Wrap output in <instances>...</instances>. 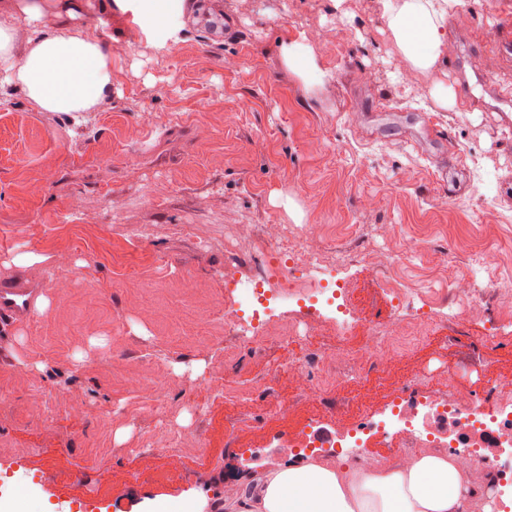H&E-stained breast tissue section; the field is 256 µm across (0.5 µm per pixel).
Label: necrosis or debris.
I'll list each match as a JSON object with an SVG mask.
<instances>
[{"instance_id":"4bbe7bcc","label":"necrosis or debris","mask_w":512,"mask_h":512,"mask_svg":"<svg viewBox=\"0 0 512 512\" xmlns=\"http://www.w3.org/2000/svg\"><path fill=\"white\" fill-rule=\"evenodd\" d=\"M307 239L304 233L283 237L280 225H269L266 238L256 248L253 272L244 277L232 268L226 275L224 285L232 297L224 310V330L256 345L274 339L332 336V343L317 346L288 370L310 405L317 406L336 385L327 369L337 357L358 361L365 377L390 354L425 338L439 319L434 309L439 291L431 285L408 288L397 276L381 281L382 291L391 299L390 318L369 327V341L350 346L345 339L353 332L358 308L345 282L337 280L336 265L312 256ZM415 296L419 307L407 310ZM435 379V374L423 375L415 387L429 412L447 420L449 437H457L459 427L469 425L480 432L485 447L497 451L491 459L477 450L457 455L458 466L468 473L486 469L498 486L511 487L512 456L507 450L512 447V383H494L476 398H462L453 390L440 398L432 391Z\"/></svg>"}]
</instances>
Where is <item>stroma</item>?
Returning a JSON list of instances; mask_svg holds the SVG:
<instances>
[{"instance_id":"1","label":"stroma","mask_w":512,"mask_h":512,"mask_svg":"<svg viewBox=\"0 0 512 512\" xmlns=\"http://www.w3.org/2000/svg\"><path fill=\"white\" fill-rule=\"evenodd\" d=\"M190 4L227 17L231 35L190 22L160 51L113 16L97 31L112 94L91 112H42L0 87V288L39 291L35 312L0 323V464L15 469L2 503L44 471L58 494L86 487L99 512L211 501L234 492L237 453L253 451L258 471L296 442L310 407L286 370L315 342L257 347L224 333L225 266L248 274L269 224L288 235L314 226L310 252L344 256L340 276L364 317L353 345L387 318L374 281L410 243L421 245L401 271L410 284L438 267L451 282L471 272L485 291L470 313L442 294L430 336L369 379L340 362L320 408L337 432L365 423L368 451L394 459L406 439L376 427L393 384L435 369L447 372L434 385L443 397L512 382V326L483 339L508 301L488 281L512 263L482 249L512 240V121L430 97L461 62L512 96V55L499 48L512 0H450L442 58L427 72L395 46L382 0ZM286 42L312 48L321 82L288 66ZM140 225L150 237L134 235ZM226 374L244 389L269 385L231 412L208 395ZM129 377L162 381L164 404L126 391ZM269 397L287 413H267Z\"/></svg>"}]
</instances>
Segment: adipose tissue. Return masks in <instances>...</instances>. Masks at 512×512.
Instances as JSON below:
<instances>
[{
  "mask_svg": "<svg viewBox=\"0 0 512 512\" xmlns=\"http://www.w3.org/2000/svg\"><path fill=\"white\" fill-rule=\"evenodd\" d=\"M393 39L411 65L434 68L442 57L448 0H384ZM187 0H103L100 12H119L157 49L180 39ZM81 0H12L6 13L27 23V49L11 52L13 33L0 25V85L18 84L40 110L91 111L112 93V58L86 25ZM54 15L56 25L44 24ZM491 484H472L453 454L427 449L398 460L334 467L307 456L271 464L243 478L224 512H467L492 498Z\"/></svg>",
  "mask_w": 512,
  "mask_h": 512,
  "instance_id": "obj_1",
  "label": "adipose tissue"
}]
</instances>
